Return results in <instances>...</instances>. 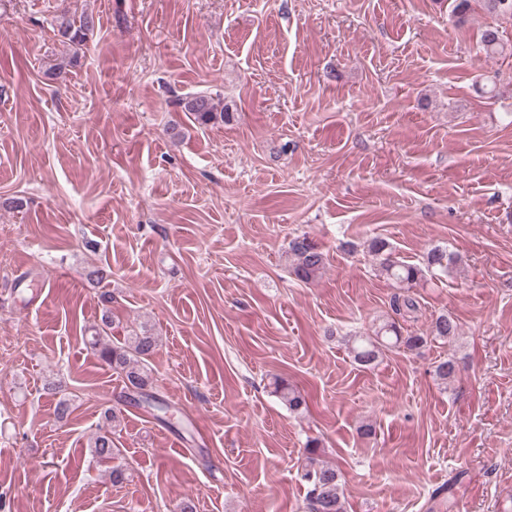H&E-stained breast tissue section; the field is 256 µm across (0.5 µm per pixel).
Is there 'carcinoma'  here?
I'll use <instances>...</instances> for the list:
<instances>
[{
  "mask_svg": "<svg viewBox=\"0 0 512 512\" xmlns=\"http://www.w3.org/2000/svg\"><path fill=\"white\" fill-rule=\"evenodd\" d=\"M94 28V18L83 15L77 19L66 15L59 21V33L72 46H81L86 41L88 32ZM482 47L488 54H501L507 50L499 31L488 28L482 34ZM184 111L192 116L200 126H207L218 120H225L227 112L217 111L213 99L207 95L191 96L183 103ZM368 252L376 260L380 276L392 282L400 289L394 294L391 309L394 314L406 317L418 310L417 300L411 290L420 285L428 274L435 271L451 272L459 262V257L446 248L434 247L426 255L422 264H409L397 259L392 246L384 239L373 238L368 244ZM285 259L289 262L291 273L301 282L309 283L322 276L326 267V256L308 236L302 235L288 243ZM112 295L101 294L100 324L96 326L92 346L100 359L113 371L120 374L126 387L137 394V401L149 407L167 412L168 403L153 391L152 370L149 360L158 347V338L149 330L142 328L132 331L123 341L114 342L110 336L112 329ZM459 334L455 319L446 314L437 315L431 322L426 336L403 334L402 327L396 319L383 321L369 336H352L348 340V349L353 359L365 368H372L382 354L383 349L404 348L410 352L417 351L431 341H450ZM458 368L452 358L438 362L434 374L443 382L454 378ZM272 394L283 402L293 413L307 407L302 394L282 379L272 382ZM104 424L91 442L93 457L110 460L116 454L112 442V431L121 425L119 414L113 409L104 411ZM318 442L311 440L306 445V462L302 479L308 485L307 512H347L346 498L340 483V475L335 466L319 459Z\"/></svg>",
  "mask_w": 512,
  "mask_h": 512,
  "instance_id": "cac0c4a2",
  "label": "carcinoma"
}]
</instances>
